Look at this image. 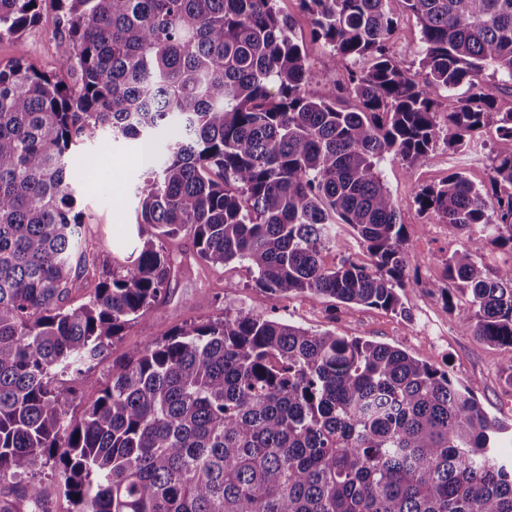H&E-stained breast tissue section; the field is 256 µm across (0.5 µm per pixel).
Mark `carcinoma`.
Wrapping results in <instances>:
<instances>
[{
	"instance_id": "carcinoma-1",
	"label": "carcinoma",
	"mask_w": 512,
	"mask_h": 512,
	"mask_svg": "<svg viewBox=\"0 0 512 512\" xmlns=\"http://www.w3.org/2000/svg\"><path fill=\"white\" fill-rule=\"evenodd\" d=\"M42 2L0 0V41ZM54 2L73 82L0 68V482L38 508L36 467L50 462L74 512H512L507 426L388 344L242 309L113 361L78 421L75 393L56 385L105 357L189 266L165 245L178 237L200 265L247 264L276 298L402 309L403 224L379 165L425 160L441 110L454 154L497 124L492 192L456 171L415 202L462 236L448 278L473 336L512 359V265L477 263L489 237L512 246V108L498 105L512 90V0H402L421 30L415 70L391 51L389 0H299L347 69L328 98L311 92L319 74L277 0ZM170 122L176 139L140 190L141 248L71 306L87 268L71 147L106 132L148 142ZM340 224L370 262L322 265Z\"/></svg>"
}]
</instances>
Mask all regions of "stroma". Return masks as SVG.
Returning <instances> with one entry per match:
<instances>
[{"mask_svg": "<svg viewBox=\"0 0 512 512\" xmlns=\"http://www.w3.org/2000/svg\"><path fill=\"white\" fill-rule=\"evenodd\" d=\"M282 14L291 17L315 69L322 75L313 93L330 96L344 77L333 67L328 48L310 36L311 25L299 0H278ZM398 19L391 46L405 64L414 65L422 48L421 32L401 0H391ZM60 16L49 0L36 25L20 36L0 41V67L14 61L34 65L57 76L66 75L58 50ZM76 162L93 156L92 169L79 172L72 187L77 209L85 225V246L89 269L73 284V304L93 294L102 272H122L129 265L140 241L134 230L137 189L144 166L141 149L132 140L102 136L81 141L74 148ZM455 161L444 141L414 167L400 159L381 162L380 171L393 195L404 226L409 260L410 288L401 293L403 309L393 312L362 305H332L324 297L303 294L291 300H277L257 288L246 266L201 268L172 281L156 308L141 314L112 346L109 356L82 377H66L64 384L76 394L73 417H80L85 404L95 400L110 377L113 360L130 349L159 337L176 325L197 323L238 309H251L277 317L312 331H330L347 338H362L401 348L428 365L450 372L455 381L471 387L484 410L508 423L503 446L512 445V360L504 349L477 342L472 334V311L457 283L449 280L446 260L460 246L456 232L433 212L422 211L415 202L420 188L443 180Z\"/></svg>", "mask_w": 512, "mask_h": 512, "instance_id": "35a3bbf8", "label": "stroma"}]
</instances>
